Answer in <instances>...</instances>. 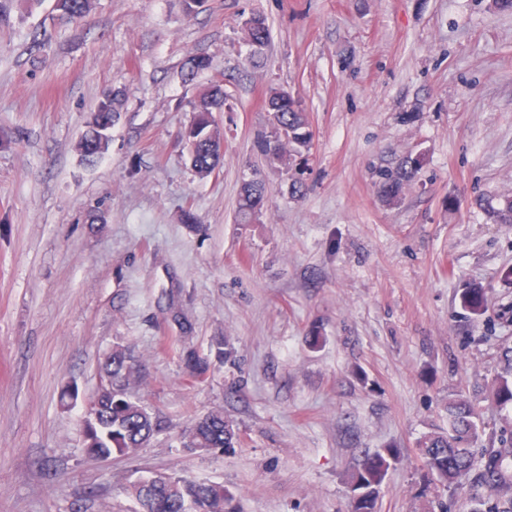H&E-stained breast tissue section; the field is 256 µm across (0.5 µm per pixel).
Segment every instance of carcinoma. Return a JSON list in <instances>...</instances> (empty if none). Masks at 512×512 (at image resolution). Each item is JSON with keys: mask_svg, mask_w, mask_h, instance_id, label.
I'll return each instance as SVG.
<instances>
[{"mask_svg": "<svg viewBox=\"0 0 512 512\" xmlns=\"http://www.w3.org/2000/svg\"><path fill=\"white\" fill-rule=\"evenodd\" d=\"M93 2L54 0V10L65 20L82 19L91 11ZM257 21L258 25L245 32V37L252 45H263L270 39V28L263 17H257ZM208 68L209 58L190 54L184 60L182 73L185 80L191 81ZM224 101L223 85L216 82L192 105L193 120L185 137L192 142L191 165L202 177L212 174L224 159L223 136L210 121V113L224 109ZM123 107L120 91L108 92L99 100L78 142L83 162L96 164L108 149L109 131ZM267 107L276 113L279 128L287 130L288 137L283 139L278 131H272L276 146L272 152L264 151L265 160L271 167L287 168L293 157L310 146L308 115L301 102L285 91L270 92ZM420 166V158L408 157L395 169L381 173L382 200L389 205L397 203ZM474 205L494 223L512 224V197H504L496 204L477 197ZM263 206L262 182L243 183L237 204L241 220L250 221ZM210 353L211 358L194 352L182 355L192 376L205 378L213 363H224L233 351L219 339L211 345ZM135 370L134 356L125 345L117 344L103 356L96 413L82 418L84 445L95 459L131 456L163 430L159 416L128 392ZM490 395L502 408L512 405V346L502 349L501 366ZM447 411L448 431L431 433L418 448L427 481L449 492L468 489L467 512H512V431L505 425L498 438L484 444L480 416L468 400L448 402ZM239 444L240 430L224 416L222 409H214L195 420L183 433L182 441V447L197 452ZM399 458L397 448H381L364 456L347 478L349 512H378L382 484ZM124 492L137 505L134 512H237L235 497L224 484L191 479L177 472L140 479L127 485Z\"/></svg>", "mask_w": 512, "mask_h": 512, "instance_id": "cac0c4a2", "label": "carcinoma"}]
</instances>
